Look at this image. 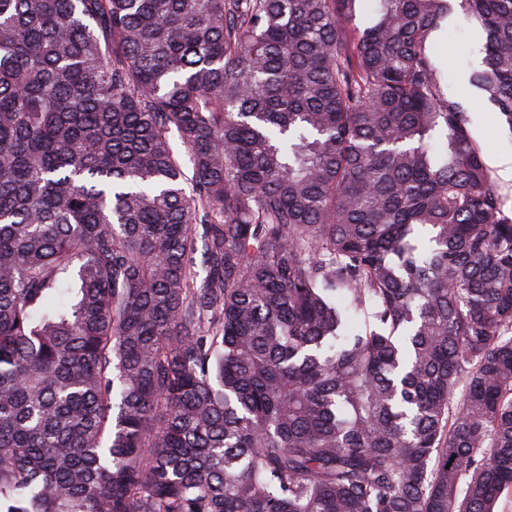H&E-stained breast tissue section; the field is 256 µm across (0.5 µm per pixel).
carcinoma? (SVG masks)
<instances>
[{
  "mask_svg": "<svg viewBox=\"0 0 512 512\" xmlns=\"http://www.w3.org/2000/svg\"><path fill=\"white\" fill-rule=\"evenodd\" d=\"M459 4L512 129V0ZM450 12L0 0V512H498L512 209ZM448 18V34L438 50L437 61L445 74L448 95L462 101L469 109L470 132L481 145L485 164L495 183L508 197L512 206V180L499 175L498 161L512 154V133L504 116L493 112V107L482 100L470 86L468 77L473 69H484V38L481 26L464 14L457 2ZM500 165L506 179H512V155L503 158Z\"/></svg>",
  "mask_w": 512,
  "mask_h": 512,
  "instance_id": "carcinoma-1",
  "label": "carcinoma"
}]
</instances>
